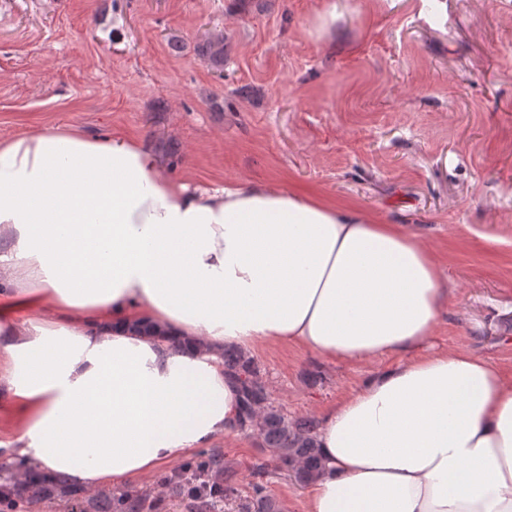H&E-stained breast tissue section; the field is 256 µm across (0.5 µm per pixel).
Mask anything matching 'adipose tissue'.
<instances>
[{
  "label": "adipose tissue",
  "mask_w": 512,
  "mask_h": 512,
  "mask_svg": "<svg viewBox=\"0 0 512 512\" xmlns=\"http://www.w3.org/2000/svg\"><path fill=\"white\" fill-rule=\"evenodd\" d=\"M448 296L404 225L263 183L192 191L120 134L1 142L0 410L22 425L0 450L103 489L237 436L224 347L396 354L323 411L301 512H512V375L429 351Z\"/></svg>",
  "instance_id": "ef3b65f1"
}]
</instances>
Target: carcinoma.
Masks as SVG:
<instances>
[{
	"instance_id": "cac0c4a2",
	"label": "carcinoma",
	"mask_w": 512,
	"mask_h": 512,
	"mask_svg": "<svg viewBox=\"0 0 512 512\" xmlns=\"http://www.w3.org/2000/svg\"><path fill=\"white\" fill-rule=\"evenodd\" d=\"M224 369L239 384L242 432H257L262 447L277 461L274 472H284L301 485L311 482L322 470L316 421L310 418L290 419L271 398L264 373L257 362L233 347L224 349ZM8 470L4 479L10 493L0 498V507L14 509L32 501L62 498L69 512H157V502L143 493H101L89 496L69 486L65 477L42 479L20 460L1 463ZM224 471L223 456L208 450L183 465L181 469L161 477L162 486L188 501L195 512H217L219 500L212 497L209 486L216 474ZM261 480L253 483L248 500L239 504L238 512H280L277 500L269 493L262 477L270 474L264 462L255 465Z\"/></svg>"
}]
</instances>
